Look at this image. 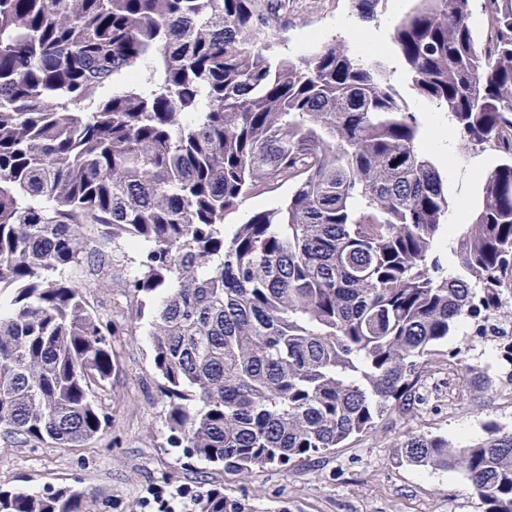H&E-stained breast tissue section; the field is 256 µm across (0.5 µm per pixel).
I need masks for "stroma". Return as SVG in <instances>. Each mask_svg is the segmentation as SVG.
<instances>
[{
	"label": "stroma",
	"mask_w": 512,
	"mask_h": 512,
	"mask_svg": "<svg viewBox=\"0 0 512 512\" xmlns=\"http://www.w3.org/2000/svg\"><path fill=\"white\" fill-rule=\"evenodd\" d=\"M411 0H385L378 21L358 22L349 0H292L278 50L294 55L308 47L313 33L338 38L345 45L364 44L378 50L393 70L391 82L410 110L428 125L437 122L424 102L408 87L390 34L410 8ZM433 153L448 151L452 166L442 168L450 198L481 202L478 172L495 160L487 154L462 155L456 134L447 143L431 142ZM125 262L91 276L90 301L103 321L116 326L112 338L116 368L108 398L112 425L86 448L17 446L0 437V482L6 489L38 493L49 487H74L92 494L97 512H162L175 493L197 487H220L245 498L257 512H483L480 499L458 474L423 472L400 464L396 442L406 432L444 434L452 439L479 435L485 421L512 428V378L502 375L493 349L468 353L467 369L450 366L439 355L423 381L425 402L407 413H393L363 437L344 447L282 469L257 470L242 480L223 467L194 462L182 449L166 443V398L153 365L148 324L128 328L125 317L136 306L123 289L107 287L134 271L137 251L123 246ZM489 376L483 391L471 375Z\"/></svg>",
	"instance_id": "1"
}]
</instances>
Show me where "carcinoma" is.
Segmentation results:
<instances>
[{"instance_id":"carcinoma-1","label":"carcinoma","mask_w":512,"mask_h":512,"mask_svg":"<svg viewBox=\"0 0 512 512\" xmlns=\"http://www.w3.org/2000/svg\"><path fill=\"white\" fill-rule=\"evenodd\" d=\"M365 23L384 0H351ZM416 0L391 43L466 148L499 163L447 234L451 203L416 113L379 57L335 39L275 50L286 0H0V433L85 447L109 425L113 325L80 273L142 250L121 280L161 295L153 364L168 443L246 477L373 432L421 404L458 325L512 316V0ZM274 207L226 228L249 198ZM101 228V239L84 233ZM448 244L450 265L434 252ZM401 461L457 472L512 512V428L411 433ZM88 493L0 489V512H93ZM192 512H255L219 488Z\"/></svg>"}]
</instances>
